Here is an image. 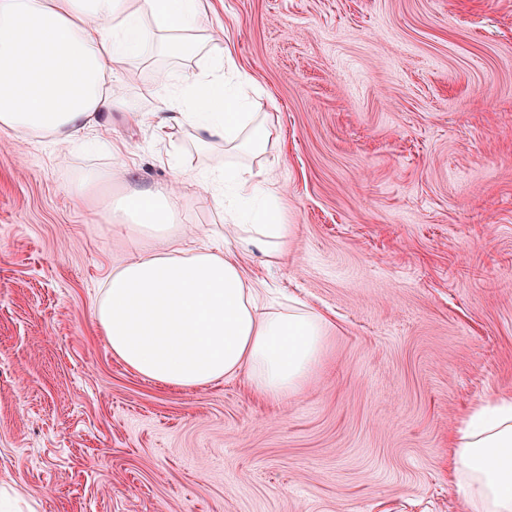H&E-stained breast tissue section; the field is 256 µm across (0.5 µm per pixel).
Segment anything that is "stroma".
<instances>
[{"instance_id":"35a3bbf8","label":"stroma","mask_w":512,"mask_h":512,"mask_svg":"<svg viewBox=\"0 0 512 512\" xmlns=\"http://www.w3.org/2000/svg\"><path fill=\"white\" fill-rule=\"evenodd\" d=\"M208 2L283 133L289 258L242 264L334 334L274 405L242 374L142 378L98 333L113 269L164 247H131L111 199L178 188L190 245L224 243L214 151L155 129L178 65L134 61L113 87L133 112L78 145L0 130V512H462L448 436L512 393V0Z\"/></svg>"}]
</instances>
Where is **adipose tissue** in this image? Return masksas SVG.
<instances>
[{
    "instance_id": "adipose-tissue-1",
    "label": "adipose tissue",
    "mask_w": 512,
    "mask_h": 512,
    "mask_svg": "<svg viewBox=\"0 0 512 512\" xmlns=\"http://www.w3.org/2000/svg\"><path fill=\"white\" fill-rule=\"evenodd\" d=\"M207 0H0V129L72 142L101 116L123 106L109 85L150 42L173 57L210 58L212 68L182 73L157 128H192L200 144L253 159L280 140L274 113L249 109L251 75L224 81L223 58H211ZM235 247L190 251L174 221L187 206L174 191H135L117 199L114 224L166 240L113 271L94 304L95 325L112 354L144 378L180 389L240 373L252 391L280 402L309 380L334 328L302 306L265 309L240 262L259 252L266 264L288 258L271 170L225 166L211 175ZM456 489L466 512H512V395L476 402L452 439Z\"/></svg>"
}]
</instances>
